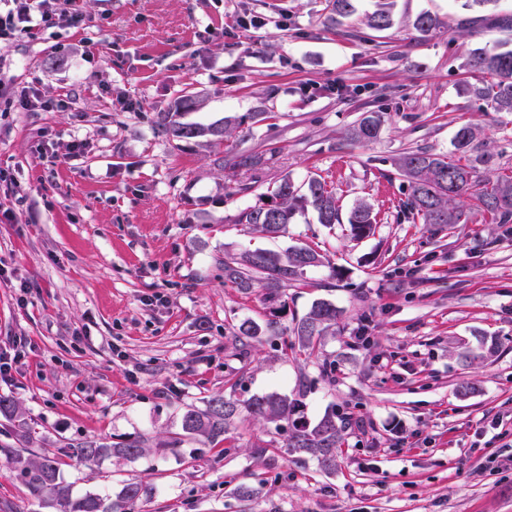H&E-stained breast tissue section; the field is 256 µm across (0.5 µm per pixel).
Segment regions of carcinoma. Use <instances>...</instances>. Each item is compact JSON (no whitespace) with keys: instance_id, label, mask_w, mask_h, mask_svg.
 Segmentation results:
<instances>
[{"instance_id":"cac0c4a2","label":"carcinoma","mask_w":512,"mask_h":512,"mask_svg":"<svg viewBox=\"0 0 512 512\" xmlns=\"http://www.w3.org/2000/svg\"><path fill=\"white\" fill-rule=\"evenodd\" d=\"M438 24L435 16L421 13L415 18L413 27L425 36ZM367 25L375 30L388 28L392 25L390 10L385 7L378 9L368 16ZM467 67L490 77L482 85L471 88L473 95L489 103L496 112H512V49L477 48L471 52ZM178 116V112L161 113L158 120L161 133L175 141L205 138L215 146H224L223 167L228 181H236L244 169H256L268 163L261 154L238 155L234 152L231 138L245 118L231 115L203 126L181 122ZM383 123L384 117L380 113L364 112L350 129V139L371 141L377 138ZM474 137L472 127H460L454 137L455 151L467 156ZM395 165L409 184L410 193L402 203L403 213L414 222L458 224L463 215V202L470 200L484 213L486 223H512V172L499 174L494 179H482L476 175L475 166L452 161L444 154L422 148L403 153ZM270 197L269 203L240 210L234 223L278 237L288 231L297 211L305 206L313 208L321 224L342 223L336 191L316 176L298 185L283 175L273 182ZM347 224L352 238L369 236L376 224L371 206L365 202L356 204L349 213ZM322 264V255L306 246L290 247L283 253L245 251L224 259V280L245 293L258 286L265 290V300L275 302L288 285L303 279L307 269ZM337 318L338 310L333 304L324 300L315 302L304 316L293 320V326L289 328L292 340L285 344V349L313 354L322 336L336 326ZM282 334L284 331L275 320L268 321L263 327L250 320L233 326V335L249 340ZM302 397L301 393L292 398L269 394L241 402L222 392L215 393L205 401L203 409L186 406L181 416L180 431L161 442V447L176 453L186 440L203 445L216 443L224 438L233 421L244 413L263 425L274 424L278 432L292 426L287 448L294 461L310 456L316 459L322 470L331 471L336 467L348 417L333 409L325 412L311 426L304 417ZM23 415L24 411L16 401L0 396V416L12 420ZM145 452L144 439H127L116 444L91 439L74 445L66 457L85 464L109 457L132 462ZM10 461L13 471L28 487L31 496L39 505L51 508L53 512H135V507L150 498L153 492L147 484L127 482L116 496L105 489L99 493L75 496L60 480L62 458L58 455L47 452L38 456L27 453L25 448H15L10 451Z\"/></svg>"}]
</instances>
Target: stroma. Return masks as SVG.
<instances>
[{"mask_svg": "<svg viewBox=\"0 0 512 512\" xmlns=\"http://www.w3.org/2000/svg\"><path fill=\"white\" fill-rule=\"evenodd\" d=\"M379 2L353 0L333 23L329 0H80L86 26L34 24L0 50V351L27 343L0 384L26 425L0 417V448L153 444L213 393L308 384L309 423L332 407L351 417L333 472L295 463L285 435L241 417L206 454L187 441L62 477L77 495L149 483L142 512H512V224L469 202L463 223H411L394 166L421 147L452 153L469 125L478 176L512 168V112L468 93L483 77L465 67L475 49H512V29L494 22L512 0L480 8L477 24L463 0H392L393 25L374 31L363 19ZM423 12L442 21L426 37L413 27ZM27 86L46 109L7 106ZM187 87L201 100L187 123L274 113L237 138L240 153L270 157L241 172L250 191L225 183L222 148L159 133ZM365 111L383 114L381 133L350 141ZM313 173L343 211L372 206L373 235L352 239L309 207L279 238L235 223L276 178ZM302 245L327 261L285 289L282 312L224 281L225 255ZM319 300L339 318L318 357L232 334L246 319L290 325ZM482 338L495 354L463 362ZM326 362L335 382L320 377ZM267 441L273 457L255 455ZM0 512H44L1 457Z\"/></svg>", "mask_w": 512, "mask_h": 512, "instance_id": "stroma-1", "label": "stroma"}]
</instances>
